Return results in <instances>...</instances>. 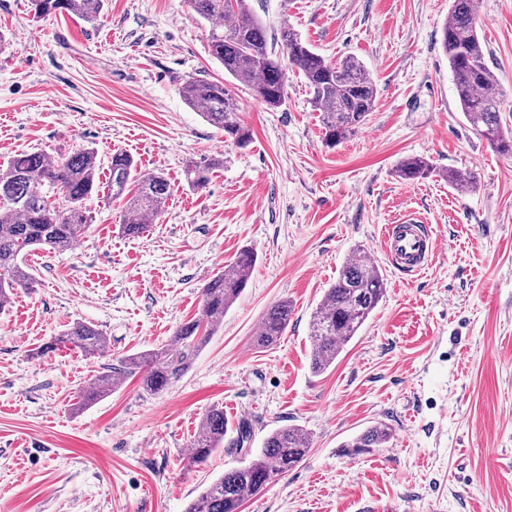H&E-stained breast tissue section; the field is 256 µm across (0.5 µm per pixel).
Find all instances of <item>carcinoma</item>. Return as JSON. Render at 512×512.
Wrapping results in <instances>:
<instances>
[{
  "label": "carcinoma",
  "mask_w": 512,
  "mask_h": 512,
  "mask_svg": "<svg viewBox=\"0 0 512 512\" xmlns=\"http://www.w3.org/2000/svg\"><path fill=\"white\" fill-rule=\"evenodd\" d=\"M190 5L210 24V56L267 106L284 105L283 64L304 77L311 102L320 112L327 146L333 147L345 135L357 131L374 110L376 83L358 59L329 62L286 24L280 28L278 43L270 42L266 27L247 0H190ZM31 8L37 18L67 13L93 22L102 11L103 0H31ZM476 20V0H451L441 47L448 56L458 104L467 121L498 151L512 154V131L503 127L500 119L504 105L500 81L486 61ZM179 92L206 122L224 131L225 140L239 147L250 142L237 100L224 82L192 77ZM98 170L97 154L88 148L60 159L43 152L20 153L0 169V308L9 302L15 288H26L33 282L25 263L29 252H63L81 237L87 224L84 203L99 188ZM397 173L403 180L415 181L428 178L435 168L423 158L410 157L400 163ZM184 176L190 187L202 188L209 182L210 165L189 161ZM443 177L461 192L472 186L473 177L468 172L450 170ZM108 188L112 197L126 199L121 229L133 236L142 232L148 218L158 215L170 192L162 175H139L125 153L112 155ZM50 191L63 195V205L48 203ZM254 264V253L241 251L234 262L203 286L201 318L180 325L166 344L126 356L119 368L104 367L83 389L82 401L89 403L110 394L124 375H141L142 389L149 395H157L179 380L213 327L224 319V313L245 288ZM384 292L383 276L366 257L359 255L346 261L310 319L313 373L324 372L336 361L377 308ZM290 315L288 302L273 304L261 320L255 346L260 349L275 343L287 328ZM61 344L86 356L103 358L108 341L93 326L76 323L41 347L37 355L44 356ZM225 434L224 409L213 407L204 414L191 442L190 462H205L224 443ZM390 439L387 426L374 425L343 447L357 455L383 448ZM309 445L308 435L295 426L272 431L253 459L225 471L185 512H240L246 499L300 463Z\"/></svg>",
  "instance_id": "obj_1"
}]
</instances>
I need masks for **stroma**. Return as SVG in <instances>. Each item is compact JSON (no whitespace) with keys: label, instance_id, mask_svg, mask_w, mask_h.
Returning <instances> with one entry per match:
<instances>
[{"label":"stroma","instance_id":"1","mask_svg":"<svg viewBox=\"0 0 512 512\" xmlns=\"http://www.w3.org/2000/svg\"><path fill=\"white\" fill-rule=\"evenodd\" d=\"M277 35L287 24L333 61L358 58L377 85L366 123L327 147L303 77L286 71V101L268 108L226 78L209 27L189 0H104L97 22L0 0V164L16 154L90 148L171 193L135 237L125 202L99 192L88 226L64 252H31L35 281L0 310V512H184L225 469L249 462L266 436L293 425L307 456L245 501L242 512H512V157L457 106L441 43L451 0H249ZM488 63L512 129V0H479ZM225 81L251 132L243 148L189 108L179 89ZM419 156L437 170L408 182ZM219 159L206 187L187 160ZM472 173L460 192L442 171ZM411 212L441 248L403 280L383 252L385 225ZM252 274L190 369L157 395L127 377L79 407L103 363L165 343L201 315L204 283L241 249ZM384 278L377 309L327 370L312 373L310 317L353 251ZM292 314L277 344L252 338L267 309ZM84 322L108 359L38 349ZM224 410V445L188 463L203 415ZM251 436L235 446L239 423ZM386 424L385 448L350 456L343 443ZM435 172V168L427 160L417 157L404 159L397 169L398 177L407 181L426 179Z\"/></svg>","mask_w":512,"mask_h":512}]
</instances>
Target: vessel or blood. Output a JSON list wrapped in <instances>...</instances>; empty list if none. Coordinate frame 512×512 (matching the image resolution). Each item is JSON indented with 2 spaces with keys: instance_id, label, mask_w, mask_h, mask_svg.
Here are the masks:
<instances>
[{
  "instance_id": "obj_1",
  "label": "vessel or blood",
  "mask_w": 512,
  "mask_h": 512,
  "mask_svg": "<svg viewBox=\"0 0 512 512\" xmlns=\"http://www.w3.org/2000/svg\"><path fill=\"white\" fill-rule=\"evenodd\" d=\"M382 246L399 272L413 275L431 263L439 241L421 218L408 214L387 225Z\"/></svg>"
}]
</instances>
